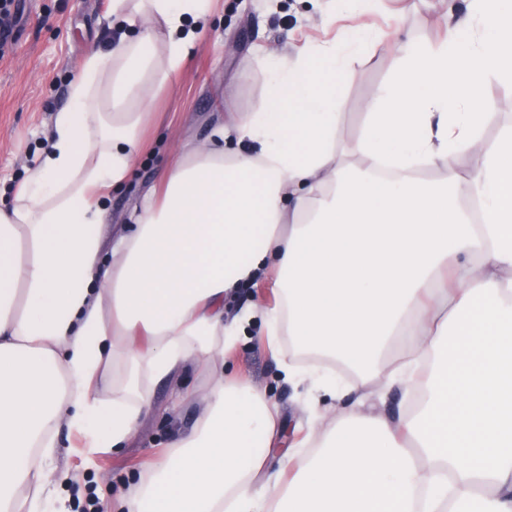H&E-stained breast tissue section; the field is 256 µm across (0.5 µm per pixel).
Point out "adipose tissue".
I'll use <instances>...</instances> for the list:
<instances>
[{
  "instance_id": "adipose-tissue-1",
  "label": "adipose tissue",
  "mask_w": 512,
  "mask_h": 512,
  "mask_svg": "<svg viewBox=\"0 0 512 512\" xmlns=\"http://www.w3.org/2000/svg\"><path fill=\"white\" fill-rule=\"evenodd\" d=\"M111 2L127 34L88 54L71 109L0 203V512H66L47 465L58 431L122 445L155 385L189 365L210 383L179 398L202 411L141 470L126 512H512V130L480 136L487 83L512 82V0H466L443 37L407 42L348 149L339 88L367 38L284 54L254 109L183 145L107 244L111 193L151 121L144 91L183 69L211 16L210 0ZM462 153L477 158L465 174ZM261 280L274 303L227 318ZM257 317L292 348L285 380L339 396L295 362L316 354L356 388L419 400L391 424L354 412L310 428L303 464L271 471L279 411L222 370ZM404 338L411 360L384 370Z\"/></svg>"
}]
</instances>
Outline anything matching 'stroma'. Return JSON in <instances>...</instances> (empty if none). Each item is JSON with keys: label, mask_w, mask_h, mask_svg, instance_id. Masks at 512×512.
Segmentation results:
<instances>
[{"label": "stroma", "mask_w": 512, "mask_h": 512, "mask_svg": "<svg viewBox=\"0 0 512 512\" xmlns=\"http://www.w3.org/2000/svg\"><path fill=\"white\" fill-rule=\"evenodd\" d=\"M16 2L19 19L13 42L0 54V187L12 190L35 166L57 113L69 108L73 73L82 68L92 47L115 35L110 0ZM464 6V0H382L377 12L366 15V23L387 36L360 56L342 83L337 110L344 140L362 135L366 101L393 74L401 42L433 39L442 15L461 12ZM324 17L319 0H280L275 11L266 9L265 0H215L211 25L198 38L186 68L168 87L148 91L155 115L144 155L129 180L111 196L101 227L104 240L122 231L132 207L158 182L179 146L204 140L225 113L248 112L258 103L270 73L256 62L257 46H264L274 59L286 34L301 40L357 23L342 8L331 25H324ZM486 98L492 116L481 136L491 142L512 128V84L489 82ZM224 373L249 378L266 389L277 405L280 444L270 466L279 469L282 456L300 437L299 427L317 418L324 403L315 401L307 385L284 382L281 361L271 355L257 318L226 356ZM206 384V376L191 366L163 380L153 393V412L120 448L90 453L78 447L67 429H60L53 468L68 474L71 493L95 500L97 512H118V495L127 490L143 463L163 456L172 430L190 426L201 412L200 404L177 402V392Z\"/></svg>", "instance_id": "1"}]
</instances>
